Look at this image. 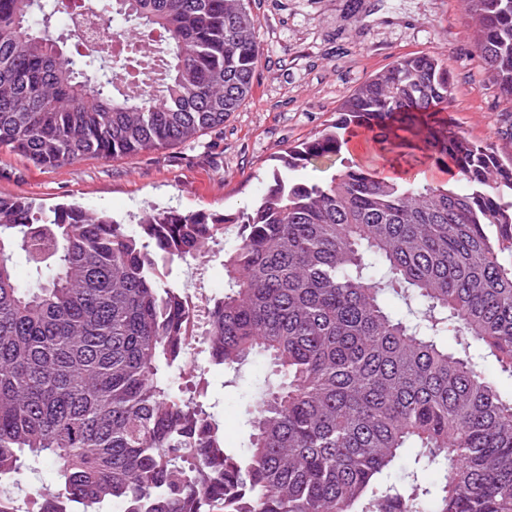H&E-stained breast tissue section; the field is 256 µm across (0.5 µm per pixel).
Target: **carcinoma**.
<instances>
[{"label":"carcinoma","instance_id":"carcinoma-1","mask_svg":"<svg viewBox=\"0 0 512 512\" xmlns=\"http://www.w3.org/2000/svg\"><path fill=\"white\" fill-rule=\"evenodd\" d=\"M464 10L512 101V0ZM73 16L114 22L118 47L88 49ZM260 61L247 0H0V149L54 169L192 144L251 96ZM449 100L445 59L405 57L283 162L338 157L363 130L453 167L462 190L346 159L323 183L273 172L249 211L150 208L133 230L0 194V481L28 454L55 462L37 512H512V397L469 343L512 376V163L462 136ZM227 224L240 240L205 313L210 361L237 372L264 352L277 376L241 452L165 374L196 318L172 265ZM387 292L421 311L393 315ZM411 442L441 486L415 471L409 490L382 488Z\"/></svg>","mask_w":512,"mask_h":512}]
</instances>
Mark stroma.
Listing matches in <instances>:
<instances>
[{"mask_svg":"<svg viewBox=\"0 0 512 512\" xmlns=\"http://www.w3.org/2000/svg\"><path fill=\"white\" fill-rule=\"evenodd\" d=\"M250 8L262 59L251 98L223 132L133 158L87 156L55 169L3 149L0 193L47 206L76 203L129 228L152 205L235 214L260 200L289 148L334 123L355 87L402 57L423 54L448 59L449 121L467 139L493 145L503 160H512V139L505 135L512 104L482 67L461 0H250ZM237 242V225H227L205 265L174 267V277L208 297L223 293L224 253ZM267 371L261 355L238 373L212 365L199 338L176 377L182 385L205 378L202 408L223 427L225 447L237 451L248 443L249 411ZM56 483L55 466L29 456L16 479L0 483V495L30 512L33 500Z\"/></svg>","mask_w":512,"mask_h":512,"instance_id":"obj_1","label":"stroma"}]
</instances>
